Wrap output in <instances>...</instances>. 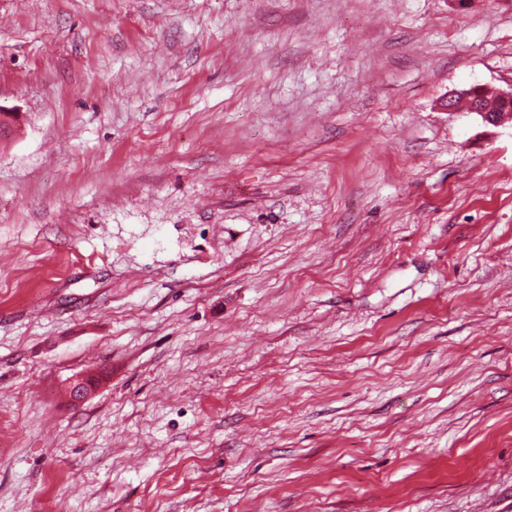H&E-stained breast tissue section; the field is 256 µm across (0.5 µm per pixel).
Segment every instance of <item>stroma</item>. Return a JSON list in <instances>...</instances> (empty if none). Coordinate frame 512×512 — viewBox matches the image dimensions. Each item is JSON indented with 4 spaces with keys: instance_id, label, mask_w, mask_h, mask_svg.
<instances>
[{
    "instance_id": "1",
    "label": "stroma",
    "mask_w": 512,
    "mask_h": 512,
    "mask_svg": "<svg viewBox=\"0 0 512 512\" xmlns=\"http://www.w3.org/2000/svg\"><path fill=\"white\" fill-rule=\"evenodd\" d=\"M472 86L512 0H0V512H512Z\"/></svg>"
}]
</instances>
